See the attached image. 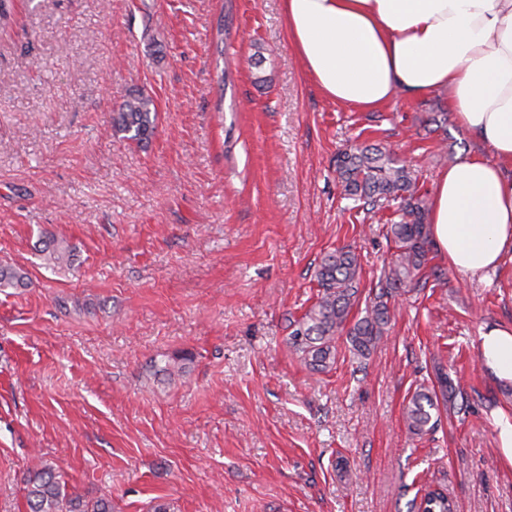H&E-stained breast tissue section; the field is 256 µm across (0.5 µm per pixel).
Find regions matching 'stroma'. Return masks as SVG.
Here are the masks:
<instances>
[{
    "instance_id": "stroma-1",
    "label": "stroma",
    "mask_w": 512,
    "mask_h": 512,
    "mask_svg": "<svg viewBox=\"0 0 512 512\" xmlns=\"http://www.w3.org/2000/svg\"><path fill=\"white\" fill-rule=\"evenodd\" d=\"M231 79L218 85L217 72ZM152 97L156 127L111 115ZM447 97L360 112L327 99L291 47L282 0H14L0 33V512H28L53 464L112 512H408L429 485L458 512H512L495 416L512 386L482 365L512 327V261L396 297L373 352L310 371L288 346L315 272L348 246L375 287L387 223L343 198L336 154L391 146L439 173L482 146ZM66 240L47 268L42 237ZM443 367L459 392L434 432L403 420ZM112 129L122 138L142 141L155 128L156 112L151 98L143 93L128 95L112 112ZM44 265L52 269H63L71 266V249L64 240L53 238L40 250Z\"/></svg>"
}]
</instances>
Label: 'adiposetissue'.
<instances>
[{"instance_id":"adipose-tissue-1","label":"adipose tissue","mask_w":512,"mask_h":512,"mask_svg":"<svg viewBox=\"0 0 512 512\" xmlns=\"http://www.w3.org/2000/svg\"><path fill=\"white\" fill-rule=\"evenodd\" d=\"M288 40L321 93L363 112L399 94L448 96L487 155L438 177L431 237L457 273L512 253V0H282ZM483 366L512 385V328L486 327Z\"/></svg>"}]
</instances>
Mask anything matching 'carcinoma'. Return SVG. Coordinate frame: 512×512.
Listing matches in <instances>:
<instances>
[{
	"label": "carcinoma",
	"instance_id": "carcinoma-1",
	"mask_svg": "<svg viewBox=\"0 0 512 512\" xmlns=\"http://www.w3.org/2000/svg\"><path fill=\"white\" fill-rule=\"evenodd\" d=\"M112 129L126 139L142 141L154 128L156 112L151 98L143 93L128 95L112 112ZM336 172L347 198L379 209L395 203L397 219L388 221L387 237L394 244L391 265L379 277L380 292L365 302L364 315L350 321L360 302L362 267L350 250L336 249L320 264L316 279L317 300L294 324L288 344L307 366L325 372L336 363V336L346 335L349 352L365 358L386 332L389 307L386 299L425 275L431 239L425 224L426 201L419 193L412 165L386 146L357 147L338 152ZM44 265L52 269L71 266L72 254L63 240L52 239L41 250ZM28 281V273L14 265L0 266V288H17ZM437 386L417 388L404 407L408 430L423 435L434 429L432 412L455 392L448 374L437 368ZM30 512H112V502L88 503L70 493L50 465H44L26 480ZM418 512H457V505L439 488L425 490Z\"/></svg>",
	"mask_w": 512,
	"mask_h": 512
}]
</instances>
